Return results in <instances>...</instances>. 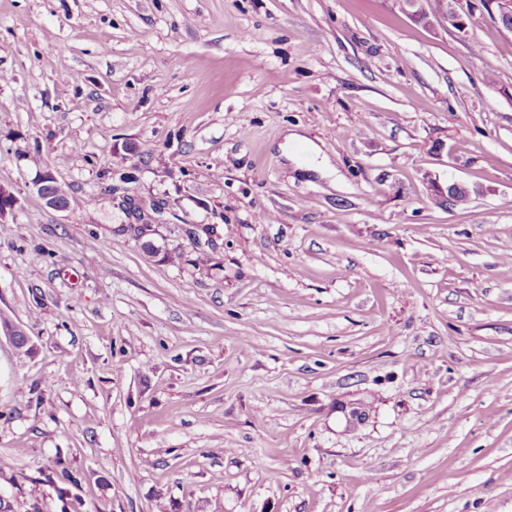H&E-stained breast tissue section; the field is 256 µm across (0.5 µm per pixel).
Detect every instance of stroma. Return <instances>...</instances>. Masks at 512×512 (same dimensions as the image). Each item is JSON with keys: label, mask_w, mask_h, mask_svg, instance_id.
Returning a JSON list of instances; mask_svg holds the SVG:
<instances>
[{"label": "stroma", "mask_w": 512, "mask_h": 512, "mask_svg": "<svg viewBox=\"0 0 512 512\" xmlns=\"http://www.w3.org/2000/svg\"><path fill=\"white\" fill-rule=\"evenodd\" d=\"M0 189V314L30 337L0 338L13 512H512V33L489 15L0 0ZM48 174L50 176H47L45 173L38 180H36L34 182V190H35L36 194L45 202V204L48 207L57 209V210H64L69 206V200L66 199L67 192L64 189V187H62V185H60L55 180L50 181V183L48 184L47 180L49 178L55 179L54 175H52L51 173H48ZM48 185H49V190L53 195L58 197V199H61V200L66 199V200L61 201V200H58L57 198H55L53 195H51L47 191Z\"/></svg>", "instance_id": "stroma-1"}]
</instances>
